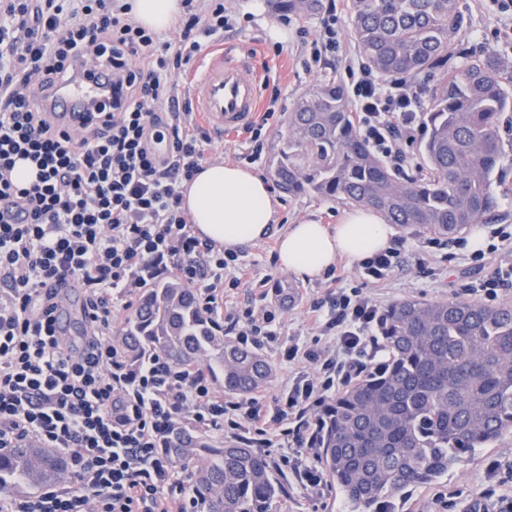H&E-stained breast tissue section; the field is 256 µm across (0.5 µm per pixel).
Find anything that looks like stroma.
Listing matches in <instances>:
<instances>
[{
    "label": "stroma",
    "instance_id": "stroma-1",
    "mask_svg": "<svg viewBox=\"0 0 512 512\" xmlns=\"http://www.w3.org/2000/svg\"><path fill=\"white\" fill-rule=\"evenodd\" d=\"M240 12L252 13L251 22L237 31L225 34L224 40L249 51L255 71L266 72L268 83L262 90V103H275L276 120L265 135L266 151H273L277 136L283 130L289 112L300 97L315 83L333 79L345 82V68L349 61H360L363 55L348 35L349 15L340 9L339 28L343 35L332 68L322 71L308 69L305 65L310 55L311 43L318 38L322 28L321 18H300L274 13L268 0H234ZM467 18V26L459 35L465 47L475 54L497 55L503 43L498 36L502 24L488 9L485 0H460ZM280 30L284 39L281 53L272 49V30ZM280 201L273 237L254 245L241 247V260L251 265L259 277L265 278L264 290L269 299H276L278 287L293 283L299 295L284 313L279 329L278 342L288 345L294 338L311 340L312 333L304 326L301 311L310 301L321 298L324 277L305 279L281 270L277 263L278 236L289 225L312 217L324 224H336L348 209V202L317 196L311 193L291 196L277 191ZM472 229H465L461 236L464 245L441 239L436 247H428L427 234L415 229L395 228V238L404 242L402 267L395 271L385 285L379 288L363 286L358 276L357 264L341 259L336 263V275L344 287H363L365 294L374 296L382 305L406 298L423 300L458 299L462 288L473 280L477 265L471 258L472 248L467 241ZM267 456L276 463V472L288 483V493L282 512H353L350 503L328 486L323 492L306 487L302 469L296 462L279 465L280 448L267 449ZM498 461L495 474H488L490 461ZM512 496V430L487 447L478 449L436 483L412 489L405 497L391 501L394 512H499V500Z\"/></svg>",
    "mask_w": 512,
    "mask_h": 512
}]
</instances>
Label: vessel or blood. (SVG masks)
Segmentation results:
<instances>
[{
    "instance_id": "b4317fda",
    "label": "vessel or blood",
    "mask_w": 512,
    "mask_h": 512,
    "mask_svg": "<svg viewBox=\"0 0 512 512\" xmlns=\"http://www.w3.org/2000/svg\"><path fill=\"white\" fill-rule=\"evenodd\" d=\"M189 81L193 108L213 134L237 129L253 120L259 111L261 79L235 49L221 44L209 47L190 73ZM111 83L109 69H80L67 79L36 87L34 98L73 130L82 127L88 112L102 101L103 92Z\"/></svg>"
}]
</instances>
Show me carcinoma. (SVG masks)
Returning <instances> with one entry per match:
<instances>
[{"mask_svg": "<svg viewBox=\"0 0 512 512\" xmlns=\"http://www.w3.org/2000/svg\"><path fill=\"white\" fill-rule=\"evenodd\" d=\"M279 13L314 17L324 0H270ZM350 35L384 77L437 72L422 112L421 166L392 172L362 139L346 91L313 85L278 135L270 175L288 194L314 193L368 206L388 224L451 238L497 207L493 175L512 156L501 144L512 106L505 71L456 35L467 24L459 0H348ZM384 358L344 386L319 413L317 463L356 512L438 480L512 429V304L401 299L380 313ZM125 355L158 354L201 366L229 396L265 387L270 363L224 335L195 289L170 275L143 289L117 334ZM160 452L192 467L191 512H280L284 483L267 455L207 432L177 427ZM67 469L51 448L0 451V493L27 494Z\"/></svg>", "mask_w": 512, "mask_h": 512, "instance_id": "obj_1", "label": "carcinoma"}]
</instances>
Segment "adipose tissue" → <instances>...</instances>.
<instances>
[{
    "label": "adipose tissue",
    "instance_id": "obj_1",
    "mask_svg": "<svg viewBox=\"0 0 512 512\" xmlns=\"http://www.w3.org/2000/svg\"><path fill=\"white\" fill-rule=\"evenodd\" d=\"M277 200L268 183L247 166L205 163L183 192V206L202 237L233 249L259 241L274 221ZM392 233L376 211L358 207L327 226L308 219L279 241L280 268L306 278L338 259L361 261L385 248Z\"/></svg>",
    "mask_w": 512,
    "mask_h": 512
}]
</instances>
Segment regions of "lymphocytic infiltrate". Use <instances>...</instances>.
Wrapping results in <instances>:
<instances>
[{
    "mask_svg": "<svg viewBox=\"0 0 512 512\" xmlns=\"http://www.w3.org/2000/svg\"><path fill=\"white\" fill-rule=\"evenodd\" d=\"M162 31L140 24L130 0H0V449L33 440L65 455L66 482L31 497L0 499V512H190L185 479L161 455L181 424L231 429L252 448L314 449L315 412L345 384L337 363L361 370L378 353L381 306L328 275L303 312L326 346L277 343L280 306L259 301L224 317L238 341L275 347L283 363L305 362L279 405L225 400L201 369L160 355L129 361L112 330V303L130 310L142 288L174 270L216 310L255 272L222 245L196 235L182 209L183 185L208 159L211 136L179 105L178 78L207 44L243 18L226 0H181ZM112 71V109L83 128L57 131L34 89L76 67ZM423 83L348 67V95L363 139L403 168L404 142L421 129ZM38 170L15 181L16 158ZM500 262L469 294L512 288V231L492 228ZM82 286L89 328L81 344L59 334V288Z\"/></svg>",
    "mask_w": 512,
    "mask_h": 512,
    "instance_id": "lymphocytic-infiltrate-1",
    "label": "lymphocytic infiltrate"
}]
</instances>
